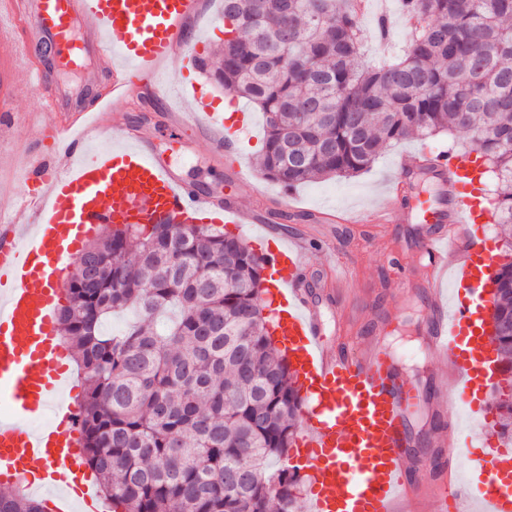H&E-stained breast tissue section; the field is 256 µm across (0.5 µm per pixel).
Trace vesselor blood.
<instances>
[{
  "instance_id": "obj_1",
  "label": "vessel or blood",
  "mask_w": 512,
  "mask_h": 512,
  "mask_svg": "<svg viewBox=\"0 0 512 512\" xmlns=\"http://www.w3.org/2000/svg\"><path fill=\"white\" fill-rule=\"evenodd\" d=\"M197 0H0V122L12 117L13 99L27 92L42 99V125L56 124L65 102L62 90L33 62L35 42L52 46L64 63L83 57L92 67L87 85L107 64L111 82L106 103L120 104L134 91L132 76L184 54L181 26ZM29 23L35 42L15 39ZM186 117L212 133L219 153L237 151L236 138L199 96L180 84ZM61 132L68 142L52 158L29 157L26 188L0 199V214L23 213V222L0 225V486L27 482L46 498L51 512H105L85 464L80 406L69 388L68 352L58 341L55 302L68 288L67 260L101 227L148 223L168 217L212 224H249L254 214L231 195L224 197L186 182L152 147L147 133L109 127L79 112ZM430 172L439 197L411 190V177ZM473 158L451 150L402 160L390 192L397 213L378 210L370 223L398 216L421 226L425 274L398 273L394 291L430 297L425 347L442 356L459 385L455 396L425 397L405 377L402 358L374 342L362 348L344 322L336 343L324 336L321 306L307 289L305 246L270 238L268 267L272 297L281 308L277 324L299 354L298 373L312 401L292 462L309 471L310 512H421L430 495L440 512H512L505 471L476 462V482L463 487L455 463L463 454L455 434H431L434 463L422 466L411 452L412 417L424 408L455 420L460 404H474L473 380L490 345L472 340L487 308L493 259L478 240L487 209L477 189ZM447 207H439V199Z\"/></svg>"
}]
</instances>
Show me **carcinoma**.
Here are the masks:
<instances>
[{
  "mask_svg": "<svg viewBox=\"0 0 512 512\" xmlns=\"http://www.w3.org/2000/svg\"><path fill=\"white\" fill-rule=\"evenodd\" d=\"M415 19L392 62L368 66L353 0H223L224 42L198 69L266 115L258 164L285 188L353 177L392 143L469 131L498 172L512 224V0H401ZM58 333L86 396L82 434L103 497L123 512H305L290 463L300 387L269 340L266 259L201 224H119L86 245ZM139 320L103 331L127 308ZM491 340L512 365V263L500 266ZM500 435H512L501 401ZM279 465L269 469L270 460ZM0 512H44L22 488Z\"/></svg>",
  "mask_w": 512,
  "mask_h": 512,
  "instance_id": "carcinoma-1",
  "label": "carcinoma"
}]
</instances>
